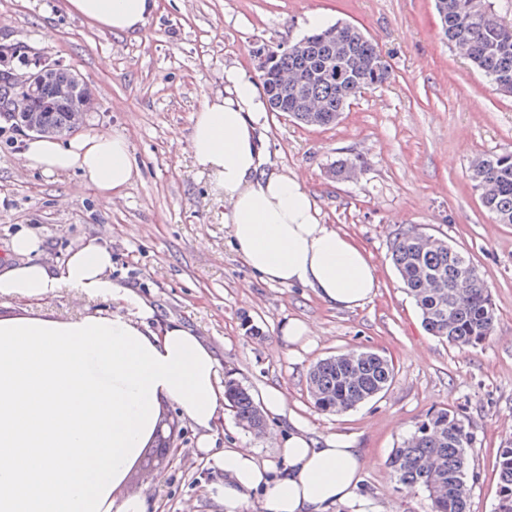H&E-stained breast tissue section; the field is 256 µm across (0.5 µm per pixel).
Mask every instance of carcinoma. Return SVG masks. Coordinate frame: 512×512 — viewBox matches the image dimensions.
<instances>
[{"instance_id":"1","label":"carcinoma","mask_w":512,"mask_h":512,"mask_svg":"<svg viewBox=\"0 0 512 512\" xmlns=\"http://www.w3.org/2000/svg\"><path fill=\"white\" fill-rule=\"evenodd\" d=\"M441 31L451 45H466L468 59L505 95L512 84L499 82L512 72V23L495 9L494 0H435ZM271 62L259 80L272 112H286L308 124L306 109L321 107L319 126L335 124L358 93L377 88L390 77L376 45L358 28L345 23L317 29L284 45L265 48ZM53 83L36 100L44 125L56 136L72 132L70 112L51 105ZM16 93L12 69H0V109ZM470 179L488 214L500 224H512V152L481 155L470 166ZM392 260L414 298L426 329L455 346H478L489 336L496 305L485 280L470 257L452 245L420 248L412 233L394 244ZM394 375L392 363L369 352H349L318 361L310 370L308 387L323 412L341 413L382 392ZM226 403L235 416L256 415L248 389L224 382ZM475 438L457 413L433 411L415 423L414 431L394 449L389 467L398 480L428 493L431 512H470L468 449ZM498 512H512V441L498 449Z\"/></svg>"}]
</instances>
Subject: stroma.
Wrapping results in <instances>:
<instances>
[{
    "mask_svg": "<svg viewBox=\"0 0 512 512\" xmlns=\"http://www.w3.org/2000/svg\"><path fill=\"white\" fill-rule=\"evenodd\" d=\"M137 34L115 36L68 14L62 0H0V44L26 57L57 60L97 96L85 128L120 133L138 174L109 201L73 174L47 176L23 166V136L0 119V268L15 260L9 242L28 228L59 261L84 239L112 248V278L155 309L157 324L190 328L213 349L224 379L254 400L276 387L284 415L265 414L266 432L242 429L225 411L212 434L214 451L254 449L280 461L292 426L313 439L336 435L363 451L360 493L366 512H430L421 489L409 490L387 465L393 448L433 410L458 413L475 436L469 451L471 512H495L497 451L512 440V224L493 221L469 178L473 158L512 152V97L499 94L443 38L434 0H159ZM348 23L375 43L390 67L382 87L364 90L339 122L304 126L285 113L263 112L258 124L273 168L296 174L324 223L352 235L381 280L364 308L337 310L311 289L264 281L231 243L224 204L194 167L190 116L223 95L234 69L257 78L254 54L309 34V17ZM357 162L354 177L333 178L340 159ZM419 231L466 251L484 275L497 308L493 331L476 347L450 345L424 328L414 299L392 262L394 242ZM67 290L23 304L0 297V319L72 320L112 311ZM305 321L310 335L289 345L279 329ZM376 351L394 365L389 386L340 414L317 409L308 373L319 360ZM178 450L148 475L126 478L115 501L144 494L151 512H225L208 488L223 480L199 433L172 403Z\"/></svg>",
    "mask_w": 512,
    "mask_h": 512,
    "instance_id": "obj_1",
    "label": "stroma"
}]
</instances>
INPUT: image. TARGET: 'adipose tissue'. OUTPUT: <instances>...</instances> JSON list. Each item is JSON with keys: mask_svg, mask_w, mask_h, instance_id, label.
I'll return each mask as SVG.
<instances>
[{"mask_svg": "<svg viewBox=\"0 0 512 512\" xmlns=\"http://www.w3.org/2000/svg\"><path fill=\"white\" fill-rule=\"evenodd\" d=\"M64 9L115 35L139 32L159 0H63ZM223 96L193 112L190 154L226 210L232 244L267 282L312 289L330 307L355 310L377 293L376 270L345 233L320 223L297 176L269 169L257 126L262 102L254 81L229 72ZM28 168L78 174L112 199L136 175L119 133L87 132L66 142L27 139ZM16 261L0 269V296L37 302L62 288L84 299L115 302L117 311L75 320L0 319V512H149L146 497L114 502L128 465L153 437L161 402L179 405L213 452L210 434L224 410L218 358L199 336L172 321L152 329L153 307L113 282L112 249L91 238L52 266L36 234L15 233ZM224 473L212 485L227 512L261 490L265 512H331L359 506L361 449L334 437L317 443L289 431L280 467L252 449L213 452Z\"/></svg>", "mask_w": 512, "mask_h": 512, "instance_id": "ef3b65f1", "label": "adipose tissue"}]
</instances>
